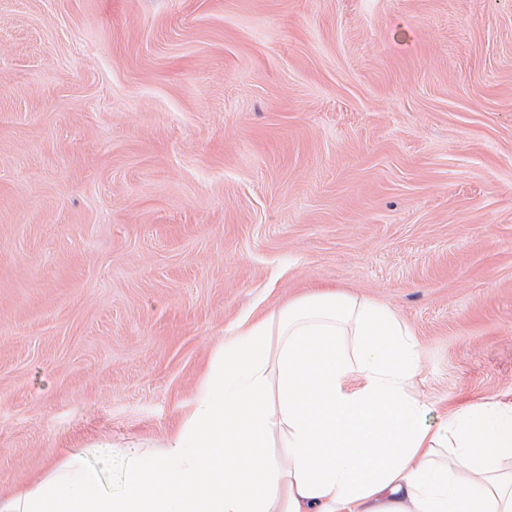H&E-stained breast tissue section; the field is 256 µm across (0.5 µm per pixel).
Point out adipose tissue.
<instances>
[{"label": "adipose tissue", "mask_w": 512, "mask_h": 512, "mask_svg": "<svg viewBox=\"0 0 512 512\" xmlns=\"http://www.w3.org/2000/svg\"><path fill=\"white\" fill-rule=\"evenodd\" d=\"M419 362L387 308L312 291L234 326L191 412L117 489L74 452L0 512H512V409L470 403L428 428Z\"/></svg>", "instance_id": "obj_1"}]
</instances>
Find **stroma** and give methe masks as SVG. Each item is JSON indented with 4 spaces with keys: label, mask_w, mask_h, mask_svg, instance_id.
<instances>
[{
    "label": "stroma",
    "mask_w": 512,
    "mask_h": 512,
    "mask_svg": "<svg viewBox=\"0 0 512 512\" xmlns=\"http://www.w3.org/2000/svg\"><path fill=\"white\" fill-rule=\"evenodd\" d=\"M330 287L512 405V0H0V495L157 446Z\"/></svg>",
    "instance_id": "stroma-1"
}]
</instances>
